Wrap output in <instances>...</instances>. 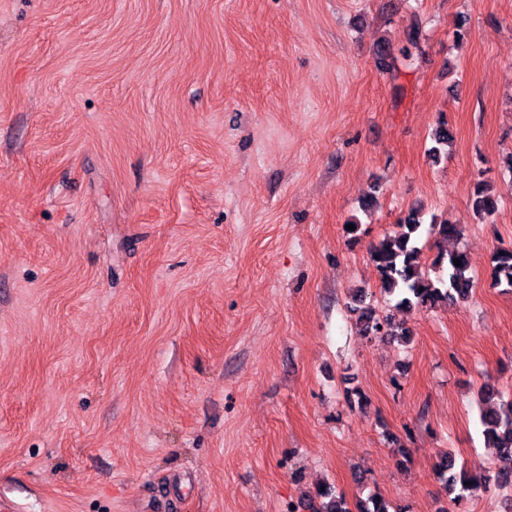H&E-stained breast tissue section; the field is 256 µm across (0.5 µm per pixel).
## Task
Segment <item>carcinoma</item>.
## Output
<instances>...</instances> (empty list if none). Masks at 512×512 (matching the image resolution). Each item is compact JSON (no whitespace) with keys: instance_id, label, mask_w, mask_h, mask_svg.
Wrapping results in <instances>:
<instances>
[{"instance_id":"carcinoma-1","label":"carcinoma","mask_w":512,"mask_h":512,"mask_svg":"<svg viewBox=\"0 0 512 512\" xmlns=\"http://www.w3.org/2000/svg\"><path fill=\"white\" fill-rule=\"evenodd\" d=\"M453 131L447 123L441 122L433 132L436 146L431 154L440 156V148L452 142ZM499 196L479 181L471 195V206L484 222H493L498 210ZM436 236L444 241H454L463 235L460 225L445 219L431 220L424 227V213L418 208L410 209L397 224V230L384 235L370 249V259L376 268L380 292L395 300L397 311L415 308L432 309L442 303L465 301L473 288V277L469 274V258L460 249L439 252L431 270H426L420 262L423 235ZM461 260V265L454 260ZM493 285L506 290L512 289V247H498L492 256ZM350 311L356 316L355 324L360 335H390L406 342L411 332L405 324L396 320L395 314H377L366 302L362 290L351 295ZM478 420L482 427L485 443L502 454L512 455V399L502 400L500 391L484 385L480 391ZM437 477L445 490L455 495V501L464 498V492L479 484L476 476L468 473L466 467H456L452 452L448 451L437 465ZM313 512H406L394 508L388 501L377 495L365 500L350 503L344 494L330 486L316 493Z\"/></svg>"}]
</instances>
